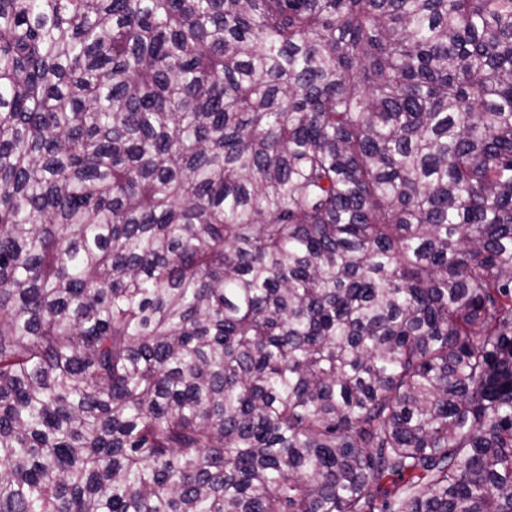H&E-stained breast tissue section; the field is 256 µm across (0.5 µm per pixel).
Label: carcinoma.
Wrapping results in <instances>:
<instances>
[{
  "mask_svg": "<svg viewBox=\"0 0 512 512\" xmlns=\"http://www.w3.org/2000/svg\"><path fill=\"white\" fill-rule=\"evenodd\" d=\"M0 512H512V0H0Z\"/></svg>",
  "mask_w": 512,
  "mask_h": 512,
  "instance_id": "1",
  "label": "carcinoma"
}]
</instances>
